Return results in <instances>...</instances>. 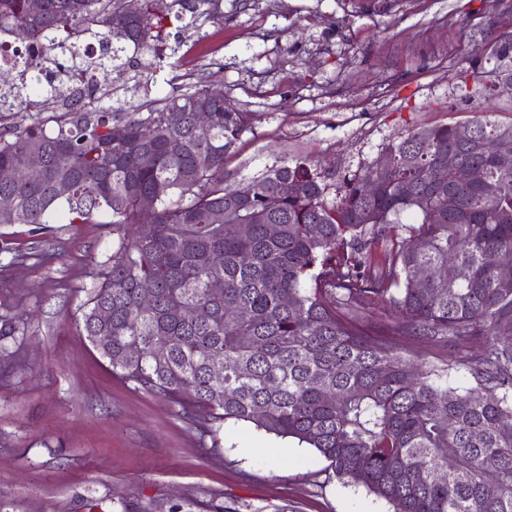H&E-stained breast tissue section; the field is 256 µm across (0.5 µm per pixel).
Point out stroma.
Here are the masks:
<instances>
[{"label": "stroma", "instance_id": "35a3bbf8", "mask_svg": "<svg viewBox=\"0 0 512 512\" xmlns=\"http://www.w3.org/2000/svg\"><path fill=\"white\" fill-rule=\"evenodd\" d=\"M512 33V0H222L185 33L178 66L146 83L99 69L86 91L122 110L205 82L255 115L224 182L284 157L336 171L389 138L467 121L463 79ZM112 256L94 223L0 224V512H165L211 503L251 512H392L295 439L243 423L202 435L173 404L114 377L76 325Z\"/></svg>", "mask_w": 512, "mask_h": 512}]
</instances>
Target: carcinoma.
I'll use <instances>...</instances> for the list:
<instances>
[{
  "label": "carcinoma",
  "instance_id": "cac0c4a2",
  "mask_svg": "<svg viewBox=\"0 0 512 512\" xmlns=\"http://www.w3.org/2000/svg\"><path fill=\"white\" fill-rule=\"evenodd\" d=\"M219 4L42 0L32 13L28 0H0V34L24 43L23 69L0 89V169L43 160L37 177L0 182L12 200L0 224L112 217V265L82 333L113 374L206 431L251 423L305 443L393 512H512V266L486 261L512 252V123L485 105L464 124L394 135L383 168L336 173L295 157L227 186L224 157L254 113L206 85L133 112L73 94L46 120L10 119L28 80L60 60L123 74L127 52L147 50L163 68L179 49L170 29L189 32ZM88 36L100 54L81 51ZM489 59V70L470 61L486 102L495 81H512L511 34ZM450 157L470 179H442ZM144 196L156 201L150 220ZM450 256L464 278L442 276ZM448 346L454 357L428 359Z\"/></svg>",
  "mask_w": 512,
  "mask_h": 512
}]
</instances>
